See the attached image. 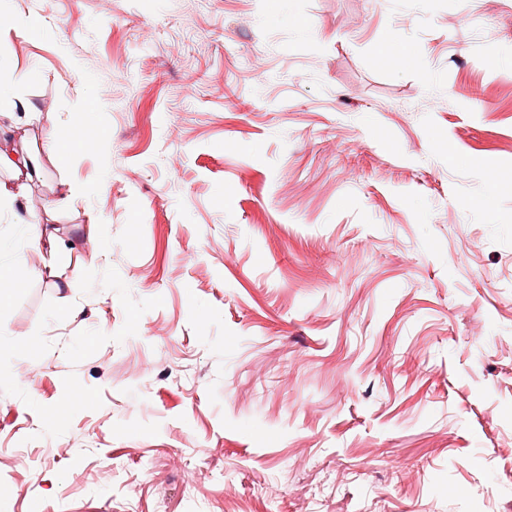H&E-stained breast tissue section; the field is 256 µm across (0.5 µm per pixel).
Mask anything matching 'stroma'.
Here are the masks:
<instances>
[{
    "label": "stroma",
    "mask_w": 512,
    "mask_h": 512,
    "mask_svg": "<svg viewBox=\"0 0 512 512\" xmlns=\"http://www.w3.org/2000/svg\"><path fill=\"white\" fill-rule=\"evenodd\" d=\"M11 13L0 512H512V0ZM2 167L13 170L18 180L12 185L0 181V209L10 208L17 217V223L28 226L32 238L40 244L45 230L40 225L31 224L25 216L30 212L28 206L30 183L40 178L41 171L32 157L22 148H18L7 133L0 138V169ZM21 176L24 177L22 182L19 178Z\"/></svg>",
    "instance_id": "35a3bbf8"
}]
</instances>
